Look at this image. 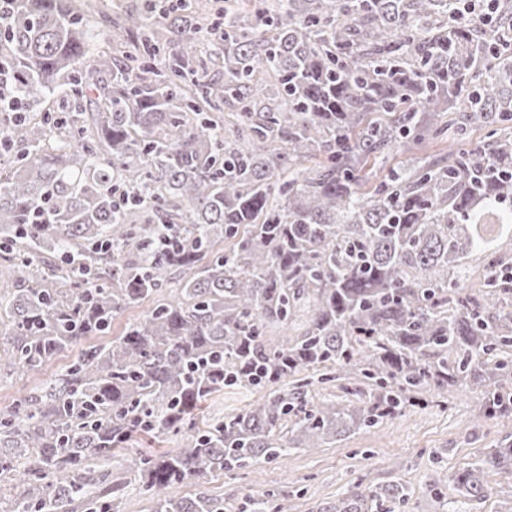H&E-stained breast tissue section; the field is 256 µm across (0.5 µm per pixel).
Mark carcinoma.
<instances>
[{
	"label": "carcinoma",
	"mask_w": 512,
	"mask_h": 512,
	"mask_svg": "<svg viewBox=\"0 0 512 512\" xmlns=\"http://www.w3.org/2000/svg\"><path fill=\"white\" fill-rule=\"evenodd\" d=\"M10 2L0 113L23 148L0 168V260L20 277L0 287V377L181 278L0 416V512H123L121 484L95 472L138 435L189 431L126 459L151 512H224L167 489L336 442L421 389L512 413V0L489 19L461 0H224L206 62L170 51L198 34L184 6L104 24L122 57L91 60L75 0ZM476 126L488 141L469 147ZM437 138L447 154L413 156ZM395 153L408 160L369 184L366 165ZM300 313L294 340L269 334ZM344 375L365 387L356 402L314 399ZM257 387L260 402L197 421L215 394ZM504 467L507 438L454 473L448 512H471ZM408 497L394 481L318 512Z\"/></svg>",
	"instance_id": "cac0c4a2"
}]
</instances>
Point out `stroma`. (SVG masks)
Returning a JSON list of instances; mask_svg holds the SVG:
<instances>
[{"mask_svg": "<svg viewBox=\"0 0 512 512\" xmlns=\"http://www.w3.org/2000/svg\"><path fill=\"white\" fill-rule=\"evenodd\" d=\"M73 358L66 350L42 374L1 378L0 414L36 393L44 379L64 372ZM511 435L512 416H488L479 392L448 400L425 392L395 419L347 434L336 443L311 452L291 451L261 463L256 471L204 475L172 493L220 496L225 512H240L249 497L271 490L289 495L291 512H316L356 486L397 481L410 492L405 512H445L444 501L430 492L434 482L452 476Z\"/></svg>", "mask_w": 512, "mask_h": 512, "instance_id": "stroma-1", "label": "stroma"}]
</instances>
